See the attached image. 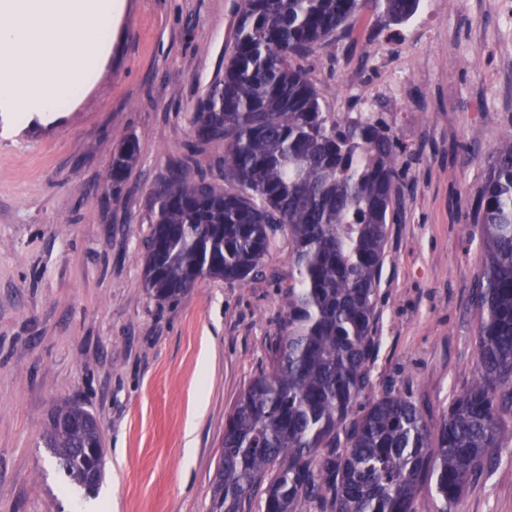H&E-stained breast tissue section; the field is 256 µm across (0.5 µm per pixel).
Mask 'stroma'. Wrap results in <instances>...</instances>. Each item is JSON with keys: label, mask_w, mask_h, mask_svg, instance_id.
I'll list each match as a JSON object with an SVG mask.
<instances>
[{"label": "stroma", "mask_w": 512, "mask_h": 512, "mask_svg": "<svg viewBox=\"0 0 512 512\" xmlns=\"http://www.w3.org/2000/svg\"><path fill=\"white\" fill-rule=\"evenodd\" d=\"M121 4L112 51L78 104L0 138V512H209L224 420L268 367L285 317L281 238L246 281L204 279L173 303L147 296L152 194L190 155L237 0ZM421 5L425 22L361 18L356 38L303 65L326 110L381 117L412 152L388 227L370 383L435 428L474 377L472 291L485 261L475 196L491 148L512 131V0ZM129 137L139 160L105 190L112 151ZM64 400L101 426L106 477L94 496L61 493L40 445ZM455 512H512V442Z\"/></svg>", "instance_id": "1"}]
</instances>
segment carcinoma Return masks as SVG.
I'll list each match as a JSON object with an SVG mask.
<instances>
[{
	"label": "carcinoma",
	"instance_id": "1",
	"mask_svg": "<svg viewBox=\"0 0 512 512\" xmlns=\"http://www.w3.org/2000/svg\"><path fill=\"white\" fill-rule=\"evenodd\" d=\"M421 0H239L224 75L198 100L191 150L224 142V186L186 158L155 191L144 288L175 301L205 278L256 276L277 234L292 274L280 289L282 331L271 368L255 376L224 425L210 512H414L422 490L452 512L491 450L512 441V133L493 149L476 201L483 270L473 289L476 370L438 430L410 400L365 403L376 350L378 283L395 220L406 146L359 112L323 109L294 64L367 16L400 24ZM139 144L112 154V184L136 163ZM67 480L96 494L105 449L96 416L68 402L42 435Z\"/></svg>",
	"mask_w": 512,
	"mask_h": 512
}]
</instances>
